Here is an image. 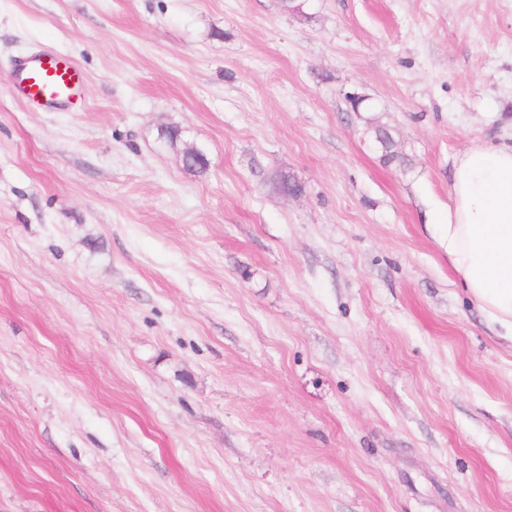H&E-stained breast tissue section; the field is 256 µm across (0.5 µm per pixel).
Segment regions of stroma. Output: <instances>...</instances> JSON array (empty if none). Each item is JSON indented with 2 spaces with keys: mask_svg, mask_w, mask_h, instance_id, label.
<instances>
[{
  "mask_svg": "<svg viewBox=\"0 0 512 512\" xmlns=\"http://www.w3.org/2000/svg\"><path fill=\"white\" fill-rule=\"evenodd\" d=\"M296 2L0 0V512H512V339L429 230L512 146V0ZM45 48L80 107L13 94Z\"/></svg>",
  "mask_w": 512,
  "mask_h": 512,
  "instance_id": "35a3bbf8",
  "label": "stroma"
}]
</instances>
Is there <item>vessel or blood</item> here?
<instances>
[{
    "label": "vessel or blood",
    "mask_w": 512,
    "mask_h": 512,
    "mask_svg": "<svg viewBox=\"0 0 512 512\" xmlns=\"http://www.w3.org/2000/svg\"><path fill=\"white\" fill-rule=\"evenodd\" d=\"M83 70L57 52L40 51L19 59L13 70L14 92L46 110H62L82 99Z\"/></svg>",
    "instance_id": "obj_1"
}]
</instances>
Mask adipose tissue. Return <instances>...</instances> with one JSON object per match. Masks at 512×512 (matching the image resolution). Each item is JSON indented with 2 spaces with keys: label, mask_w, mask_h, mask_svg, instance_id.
Instances as JSON below:
<instances>
[{
  "label": "adipose tissue",
  "mask_w": 512,
  "mask_h": 512,
  "mask_svg": "<svg viewBox=\"0 0 512 512\" xmlns=\"http://www.w3.org/2000/svg\"><path fill=\"white\" fill-rule=\"evenodd\" d=\"M448 221L438 241L464 288L512 337V147L476 146L458 156Z\"/></svg>",
  "instance_id": "obj_1"
}]
</instances>
